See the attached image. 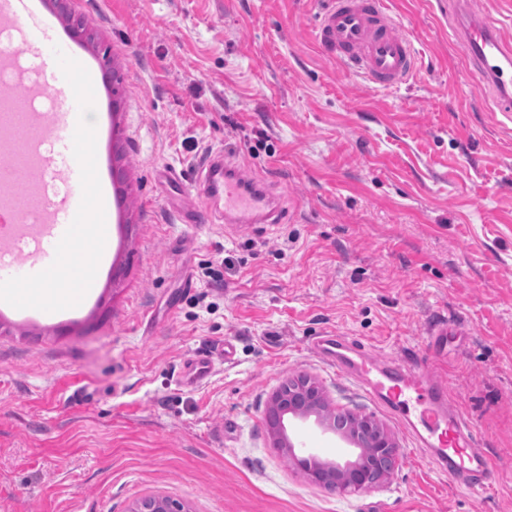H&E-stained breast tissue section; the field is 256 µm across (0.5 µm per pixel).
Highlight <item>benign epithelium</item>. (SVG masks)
<instances>
[{
    "label": "benign epithelium",
    "instance_id": "benign-epithelium-1",
    "mask_svg": "<svg viewBox=\"0 0 512 512\" xmlns=\"http://www.w3.org/2000/svg\"><path fill=\"white\" fill-rule=\"evenodd\" d=\"M306 421L315 417L324 433H331L355 449L352 460L343 464L320 460L311 454L301 460L304 472L315 485L341 495L368 491L384 484L397 466L396 441L372 416L329 407L322 388L308 376L281 384L270 397L265 418L273 447L295 452L285 433L284 419ZM129 512H191L181 502L162 494L144 497Z\"/></svg>",
    "mask_w": 512,
    "mask_h": 512
}]
</instances>
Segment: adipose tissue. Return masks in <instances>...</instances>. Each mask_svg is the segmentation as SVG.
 I'll return each instance as SVG.
<instances>
[{
	"label": "adipose tissue",
	"mask_w": 512,
	"mask_h": 512,
	"mask_svg": "<svg viewBox=\"0 0 512 512\" xmlns=\"http://www.w3.org/2000/svg\"><path fill=\"white\" fill-rule=\"evenodd\" d=\"M73 192L81 199L84 209L91 220L96 223L98 231L90 237L80 236L75 247H63L61 267L56 277L29 291L28 298L32 305L38 307L48 316L86 298L96 286L98 271L92 265L81 267L78 280H71L70 255L72 251L87 250L102 256L109 249L111 215L105 202L103 185H81L74 187Z\"/></svg>",
	"instance_id": "1"
}]
</instances>
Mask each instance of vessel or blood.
Wrapping results in <instances>:
<instances>
[{"instance_id":"obj_1","label":"vessel or blood","mask_w":512,"mask_h":512,"mask_svg":"<svg viewBox=\"0 0 512 512\" xmlns=\"http://www.w3.org/2000/svg\"><path fill=\"white\" fill-rule=\"evenodd\" d=\"M459 38L465 59L481 82L493 92L498 111L512 112V45L487 24L475 0L458 4ZM400 21L386 0H325L313 28L321 53L363 77L377 89H394L414 74L418 53L414 43L399 31ZM26 44L41 45L44 57L60 51L44 29L22 26ZM81 104L79 98L60 96L59 112L49 132L61 144L63 170L69 181L81 184L86 168L71 161L72 142L67 117ZM207 198L224 199V221L228 224H278L282 207L263 182L242 177L231 160L209 158L204 167ZM71 220L66 224L47 219L42 235L62 244L75 243L77 226L85 216L79 205L69 204ZM57 270V257L45 251L31 255L8 273L16 288L25 290L41 284ZM314 347L337 371L355 377L368 397L392 415L411 433L414 443L434 467L459 487L471 492L489 488L497 469L488 455L474 449V432L469 421L448 405V388L413 364L379 360L360 342L332 332L318 336ZM232 360L233 344L219 351L196 352L184 359L177 378L179 385L197 387L211 376L215 356Z\"/></svg>"}]
</instances>
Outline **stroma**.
Listing matches in <instances>:
<instances>
[{
    "label": "stroma",
    "mask_w": 512,
    "mask_h": 512,
    "mask_svg": "<svg viewBox=\"0 0 512 512\" xmlns=\"http://www.w3.org/2000/svg\"><path fill=\"white\" fill-rule=\"evenodd\" d=\"M387 2L419 52L390 90L320 53L322 0H56L57 32L88 24L89 156L121 203L80 307L0 302V512H129L152 493L191 512H512V116L439 0ZM217 153L273 189L283 223L228 226L220 204L187 221ZM325 331L446 383L498 481L470 495L436 471L314 351ZM227 339L233 363L178 385L186 356ZM300 372L394 436L383 487L321 489L273 448L265 408ZM285 425L321 459L350 455L314 421Z\"/></svg>",
    "instance_id": "stroma-1"
}]
</instances>
